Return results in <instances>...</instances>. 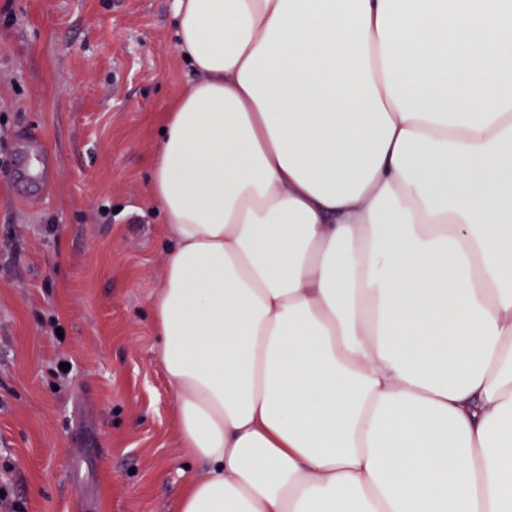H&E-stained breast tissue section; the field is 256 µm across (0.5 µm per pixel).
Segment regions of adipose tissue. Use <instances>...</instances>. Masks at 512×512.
Returning a JSON list of instances; mask_svg holds the SVG:
<instances>
[{
    "instance_id": "ef3b65f1",
    "label": "adipose tissue",
    "mask_w": 512,
    "mask_h": 512,
    "mask_svg": "<svg viewBox=\"0 0 512 512\" xmlns=\"http://www.w3.org/2000/svg\"><path fill=\"white\" fill-rule=\"evenodd\" d=\"M173 16L176 512H512V0Z\"/></svg>"
}]
</instances>
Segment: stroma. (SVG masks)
I'll return each instance as SVG.
<instances>
[{
  "mask_svg": "<svg viewBox=\"0 0 512 512\" xmlns=\"http://www.w3.org/2000/svg\"><path fill=\"white\" fill-rule=\"evenodd\" d=\"M173 0H0V512H176L148 200Z\"/></svg>",
  "mask_w": 512,
  "mask_h": 512,
  "instance_id": "obj_1",
  "label": "stroma"
}]
</instances>
